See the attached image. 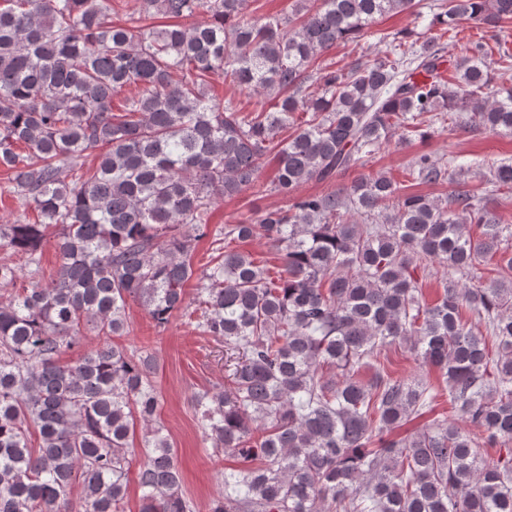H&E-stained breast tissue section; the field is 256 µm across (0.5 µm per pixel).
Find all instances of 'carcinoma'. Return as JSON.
<instances>
[{
    "label": "carcinoma",
    "instance_id": "obj_1",
    "mask_svg": "<svg viewBox=\"0 0 512 512\" xmlns=\"http://www.w3.org/2000/svg\"><path fill=\"white\" fill-rule=\"evenodd\" d=\"M415 7L421 31L381 36L385 50L345 71L317 63L378 17ZM247 9L135 0L110 25L114 0H0V168L22 212H36L0 224V245L29 267L0 260V512H58L77 485L82 512H123L138 423L140 512H196L162 435L154 358L108 342L125 331L130 299L166 326L192 279L197 326L232 363L224 389L195 396L204 438L256 462L224 474L207 512H512V227L477 188L437 201L377 173L297 194L466 111L512 132V56L499 55L497 89L482 44L455 78L440 72V40L464 21L511 20L512 0H293L264 20ZM203 12L207 22L185 24ZM154 16L178 24L145 27ZM216 75L273 104L217 99ZM127 86L138 92L118 118L113 97ZM96 150L97 166L66 180ZM270 154L271 190L289 207L224 225L195 270L212 203L253 185ZM408 172L432 184L446 168L421 153ZM491 183L511 190L512 163ZM52 227L61 265L44 284ZM259 231L281 253L275 278L227 250ZM490 261L498 278L487 286L453 280L436 303L423 300L427 264L462 279ZM86 325L103 342L60 363ZM396 344L445 376L450 415L385 440L438 399L428 381L387 370ZM475 429L503 447L496 460L483 458Z\"/></svg>",
    "mask_w": 512,
    "mask_h": 512
}]
</instances>
